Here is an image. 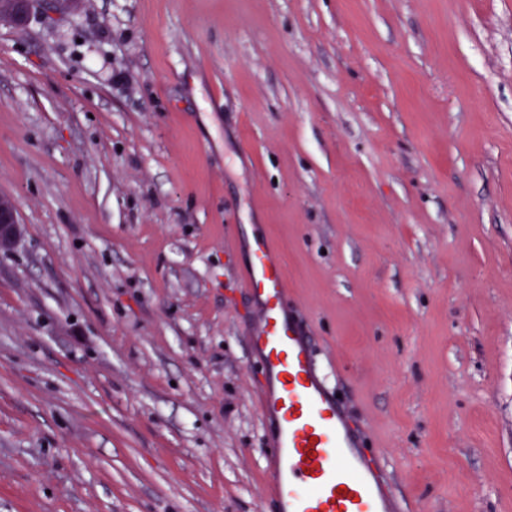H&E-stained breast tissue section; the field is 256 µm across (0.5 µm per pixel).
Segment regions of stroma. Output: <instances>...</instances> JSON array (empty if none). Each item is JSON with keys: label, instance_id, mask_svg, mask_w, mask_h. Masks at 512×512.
Segmentation results:
<instances>
[{"label": "stroma", "instance_id": "obj_1", "mask_svg": "<svg viewBox=\"0 0 512 512\" xmlns=\"http://www.w3.org/2000/svg\"><path fill=\"white\" fill-rule=\"evenodd\" d=\"M0 512H276L269 236L414 512H512V0H81L0 23ZM22 235L16 206L13 200L0 195V252L11 251Z\"/></svg>", "mask_w": 512, "mask_h": 512}]
</instances>
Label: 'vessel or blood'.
<instances>
[{"mask_svg":"<svg viewBox=\"0 0 512 512\" xmlns=\"http://www.w3.org/2000/svg\"><path fill=\"white\" fill-rule=\"evenodd\" d=\"M244 286L260 304L250 334L265 377L262 412L274 426L265 492L277 512H406L320 377L315 352L288 311L285 269L266 236L252 243Z\"/></svg>","mask_w":512,"mask_h":512,"instance_id":"obj_1","label":"vessel or blood"}]
</instances>
